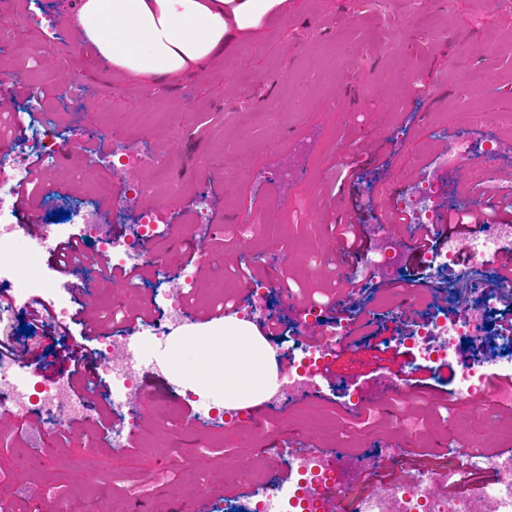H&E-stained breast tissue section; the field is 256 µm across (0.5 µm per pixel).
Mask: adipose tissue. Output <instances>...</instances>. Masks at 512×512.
I'll return each instance as SVG.
<instances>
[{"label": "adipose tissue", "instance_id": "obj_1", "mask_svg": "<svg viewBox=\"0 0 512 512\" xmlns=\"http://www.w3.org/2000/svg\"><path fill=\"white\" fill-rule=\"evenodd\" d=\"M288 0H79L82 37L116 68L148 79L201 66L236 38L256 32ZM188 379L221 395L225 406L253 404L269 388L272 366L259 337L234 322L199 336Z\"/></svg>", "mask_w": 512, "mask_h": 512}]
</instances>
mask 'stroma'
<instances>
[{
  "mask_svg": "<svg viewBox=\"0 0 512 512\" xmlns=\"http://www.w3.org/2000/svg\"><path fill=\"white\" fill-rule=\"evenodd\" d=\"M79 0H37L39 21L4 26L6 55L25 72L21 81L0 80V120L22 111L26 94L38 92L42 107L22 137L0 133V155L41 150V132L54 127L58 159L32 173L24 190L38 225L54 211L83 206L109 212V199L96 184L112 177L110 152L72 158V135L88 144L137 143L174 161L168 172L137 168L131 175L155 191L139 208L106 227L129 235L138 211L157 227L145 244L150 273L145 282L98 287L100 268L75 271L85 292L61 290L69 309L57 323L54 355L67 347L99 351L102 340L85 337L82 319L111 312L143 311L151 324L164 322L169 284L183 272L195 274L186 297L187 336L224 332L225 297L250 300L267 291L277 334L266 345L274 374L288 371L307 340L299 325L302 307L320 303L322 316L334 306L349 315L348 350L337 376L319 380L302 400L249 408L244 424L213 423L202 404H219L212 392L188 401L187 381L166 363L170 344L153 345L138 367L141 403L137 427L123 447L105 443L106 431L123 421L111 400L105 375L93 384L90 403L78 420L58 421L32 411L0 413V506L10 512H225L250 484L243 471L261 472L270 488L295 482L279 452L288 439L311 441L340 458L341 491L357 489L378 457L392 449L403 462L417 452L451 448L460 438L479 448L493 436L492 449L512 448L507 438L512 409L494 412L453 400L460 359L431 364L397 349L404 334L401 304L420 316L438 310L436 290H423L430 275L408 246L406 229L394 265L374 272L349 292L336 255L340 226L352 225L359 255L380 244L378 228L391 224L392 205L413 183L435 175L450 205L475 204L479 195L468 171H436L434 161L448 140L465 134L474 145L494 140L510 152L499 177L512 185V10L500 0H288V12L203 67L159 84L114 69H102L97 52L75 39ZM80 77L97 106L63 104L60 88ZM281 114L269 125L268 111ZM153 114L145 123L139 116ZM205 194L208 223L193 221L195 197ZM246 224L247 238L231 227ZM373 319V335L360 328ZM414 398L419 431L410 435L395 422V391ZM381 400L368 420L352 418L351 392ZM43 430L32 449L16 427Z\"/></svg>",
  "mask_w": 512,
  "mask_h": 512,
  "instance_id": "obj_1",
  "label": "stroma"
}]
</instances>
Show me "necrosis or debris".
<instances>
[{"mask_svg":"<svg viewBox=\"0 0 512 512\" xmlns=\"http://www.w3.org/2000/svg\"><path fill=\"white\" fill-rule=\"evenodd\" d=\"M113 155L123 158V166L117 167L112 182L101 184L100 191L112 196L113 212L131 208L135 201L152 191L150 183L143 182L128 189L124 196H113L112 184L122 181L127 166L146 164L156 169L171 168L172 159L140 148L127 142L112 146ZM8 169L11 179L0 178V243H12L21 236L18 225L11 221L13 205L9 180L25 181L26 168L21 158L0 160V171ZM440 191L439 183L431 177L420 180L412 191L400 197L394 206L398 215L408 224L428 225L436 220L435 199ZM47 237L42 247H29L19 254L16 261L0 265V284H8L14 290V301L24 302L30 292L46 289L47 284L32 265L41 249L52 248L56 236L54 225H47ZM155 232L149 215H140L132 235L123 239H106L103 250L113 266L130 267L143 259L142 242ZM512 241V223L494 220L487 231L473 236L465 243L448 237L441 248L427 253L425 261L434 274V283L447 288L449 293L465 290L467 300L455 319H447L435 312L420 322L411 334L401 342L413 351L416 359L427 363H440L453 359L462 341L479 339L488 341L489 352L478 355L462 367L456 397L464 402H477L484 406L512 408V386L505 384L490 387L488 371L497 367L512 369V331L498 328L499 313L491 303L502 287L497 276L489 269L487 258ZM467 252L469 263L459 270L457 278L448 282L442 274L453 263L459 252ZM323 337L316 343L301 347L288 375L278 377L269 401L277 404L294 400L305 393L316 379L319 367L335 353L336 346L344 345L347 324L344 320L323 325ZM124 336L106 338L101 349L103 370L110 377L113 388L122 392L112 404L123 414L134 416L139 391L136 382L137 360L126 350ZM0 402L9 404L19 413L33 410L57 418L73 415L75 408L69 399V387L61 380L42 381L36 373L26 371L19 363L0 361ZM453 458L447 466L421 470L406 481L375 480L365 492H353L350 512H512V456L474 454L466 448L451 449ZM491 467L495 480L477 495H461L448 499L447 489L454 484L471 480L480 466ZM289 466L299 476L297 484L287 491L258 489L250 498L236 502V512H321L320 489L330 479L321 454L312 453L290 460Z\"/></svg>","mask_w":512,"mask_h":512,"instance_id":"4bbe7bcc","label":"necrosis or debris"}]
</instances>
